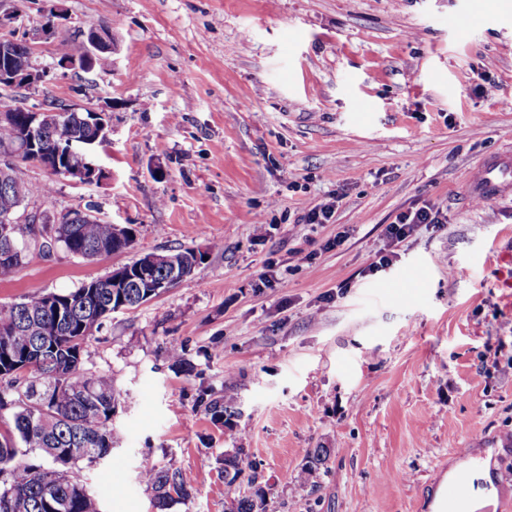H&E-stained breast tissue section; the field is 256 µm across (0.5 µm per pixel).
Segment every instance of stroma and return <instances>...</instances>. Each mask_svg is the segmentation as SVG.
<instances>
[{
	"instance_id": "obj_1",
	"label": "stroma",
	"mask_w": 512,
	"mask_h": 512,
	"mask_svg": "<svg viewBox=\"0 0 512 512\" xmlns=\"http://www.w3.org/2000/svg\"><path fill=\"white\" fill-rule=\"evenodd\" d=\"M494 2L0 0L21 12L0 38L61 6L42 66L60 40L112 28L110 67L26 99L110 108L95 155L107 177L21 164L28 206L92 209L133 228V253L205 256L89 338L86 369L121 392L111 455L74 469L102 512H154L139 473L173 459L195 482L167 512H229L258 487L267 512H432L448 470L488 449L512 512V196L465 191L480 156L512 146V11ZM329 201L328 223H304ZM425 204L441 224L371 272L387 224ZM130 255H32L0 304L74 290ZM228 392L238 413L215 418ZM236 448L229 486L219 461ZM313 448L330 456L298 484Z\"/></svg>"
}]
</instances>
